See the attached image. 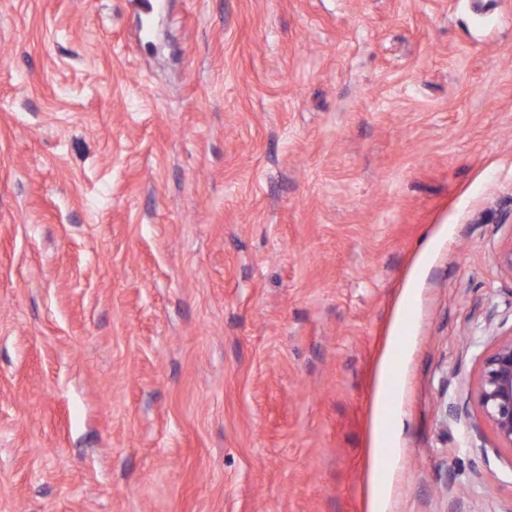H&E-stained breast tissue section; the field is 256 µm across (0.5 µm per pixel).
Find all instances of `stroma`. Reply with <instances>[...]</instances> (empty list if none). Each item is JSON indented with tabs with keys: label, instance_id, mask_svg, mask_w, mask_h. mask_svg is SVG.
I'll return each instance as SVG.
<instances>
[{
	"label": "stroma",
	"instance_id": "35a3bbf8",
	"mask_svg": "<svg viewBox=\"0 0 512 512\" xmlns=\"http://www.w3.org/2000/svg\"><path fill=\"white\" fill-rule=\"evenodd\" d=\"M163 2L0 0V512H512V0ZM474 396L500 443L512 450V338L499 343L485 357Z\"/></svg>",
	"mask_w": 512,
	"mask_h": 512
}]
</instances>
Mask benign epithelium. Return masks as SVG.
Returning a JSON list of instances; mask_svg holds the SVG:
<instances>
[{
    "mask_svg": "<svg viewBox=\"0 0 512 512\" xmlns=\"http://www.w3.org/2000/svg\"><path fill=\"white\" fill-rule=\"evenodd\" d=\"M474 396L500 443L512 449V338L499 343L485 357Z\"/></svg>",
    "mask_w": 512,
    "mask_h": 512,
    "instance_id": "obj_1",
    "label": "benign epithelium"
}]
</instances>
